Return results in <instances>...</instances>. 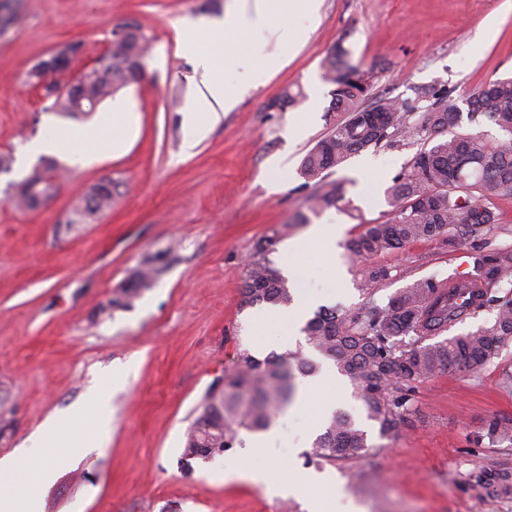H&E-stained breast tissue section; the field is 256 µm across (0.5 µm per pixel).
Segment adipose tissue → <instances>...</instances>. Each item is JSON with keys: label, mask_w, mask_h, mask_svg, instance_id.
Masks as SVG:
<instances>
[{"label": "adipose tissue", "mask_w": 512, "mask_h": 512, "mask_svg": "<svg viewBox=\"0 0 512 512\" xmlns=\"http://www.w3.org/2000/svg\"><path fill=\"white\" fill-rule=\"evenodd\" d=\"M320 5L321 0H254L253 5H239L227 13L224 19L211 22L209 30L221 37L228 48L245 36L263 30L274 34L281 46L291 47L297 43L299 34L293 27L284 24V14L301 17L313 26L320 20ZM198 63L208 78V94L198 99L192 111L184 117L186 145L190 148L206 134L207 122L217 120L215 105L221 104L225 108H232L250 91L249 86L228 85L215 77L212 56H200ZM107 122L112 126L111 136L95 139L91 151L78 150L74 138L61 130L36 140L31 148L44 155L64 154L84 165L92 163L100 156L126 146L136 129L137 115L128 111L116 112L108 117ZM341 235L340 225L317 224L310 228L305 239L288 242L285 253L289 278L295 279L300 276L301 269L297 259L310 247L316 249L328 270H335L337 243ZM263 447V440H252L247 455L228 468V475L248 478L264 486L272 496L306 494L309 512H335L339 495L336 484L304 473H295L288 478L273 481L264 471L251 467V459L259 456ZM53 476V467L44 466L40 468L38 478L33 479L19 468L14 459H1L0 482L7 484L8 489L0 491V512H37L40 494L50 484Z\"/></svg>", "instance_id": "obj_1"}]
</instances>
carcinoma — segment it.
I'll return each instance as SVG.
<instances>
[{
    "label": "carcinoma",
    "instance_id": "carcinoma-1",
    "mask_svg": "<svg viewBox=\"0 0 512 512\" xmlns=\"http://www.w3.org/2000/svg\"><path fill=\"white\" fill-rule=\"evenodd\" d=\"M149 52L140 26L126 23L112 30V68L87 81L85 104L92 110L101 101L135 82ZM350 51L336 44L321 60L324 80L333 85L330 112H342L327 137L302 159L300 176L313 186L308 209L314 214L344 200V186L327 180L352 155L400 141H436L421 147L409 168L388 188L391 216L365 229L346 243L349 258L359 263L420 240L455 233L474 240L492 224L501 223L494 200L512 198V78L486 83L468 101L470 120L496 125L502 137L488 140L476 132L454 130L457 112L444 85L412 87L411 97H382L363 105L367 74L349 61ZM43 84L49 109L72 113V101L61 79L47 73ZM58 171L54 160L33 167L16 185L11 201L19 208L34 207L30 189L46 188L45 175ZM110 192L99 197L87 192L74 209V224L112 207ZM281 233L259 243L256 258L247 265L241 305L285 306L292 289L266 254ZM472 269L438 279H419L382 301L374 298L377 285L390 278V268L368 265L361 269V290L368 301L354 311L322 307L309 319L303 333L317 354L298 351L260 360L248 352L241 366L224 376L219 389L207 393L187 434L184 455L207 458L235 447L241 431L267 428L270 414L288 404L295 375L313 376L322 362L333 363L348 377L366 418L381 435L398 432L410 415L415 384L450 367L476 369L512 344V250L487 251L473 245ZM156 270H141L123 294L134 297L149 287ZM481 312L487 321L476 330L441 341L433 338L465 318ZM491 443H512V421L493 418L484 428ZM368 450L366 431L343 412L334 413L324 432L305 452L309 460L334 462L355 459Z\"/></svg>",
    "mask_w": 512,
    "mask_h": 512
}]
</instances>
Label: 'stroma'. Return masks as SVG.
<instances>
[{"label":"stroma","instance_id":"stroma-1","mask_svg":"<svg viewBox=\"0 0 512 512\" xmlns=\"http://www.w3.org/2000/svg\"><path fill=\"white\" fill-rule=\"evenodd\" d=\"M233 0H0L17 12L0 28V154L14 157L0 173V458L29 446L49 417L69 411L58 434L68 461L57 467L38 512H307L300 497H272L226 465L241 450L184 460L185 435L210 388L240 365L239 354L274 353L288 328L252 332L263 305L242 306L246 262L258 243L288 227L292 240L310 225H341L345 237L388 218L385 187L371 181L364 162L386 180L407 170L417 151L403 142L371 148L332 173L344 183V202L309 215L311 188L299 175L306 152L326 137L338 112L329 111L330 85L320 61L344 42L351 62L370 77L367 95L407 97L415 85H444L458 131L495 139L498 127L471 122L468 100L488 81L512 76V0H322L321 21L303 27L287 66L269 74L260 55L275 50L268 33L223 49L207 29ZM135 22L150 42L140 79L96 111L76 118L46 110L30 69L67 43L82 51L71 67L90 66L114 26ZM214 55L217 74L252 90L221 115L206 137L186 148L184 114L206 92L198 57ZM301 87L317 108L305 137L289 144L286 130L308 112L279 106ZM120 103L138 115L132 141L90 166L65 163L53 199L31 210L13 206L15 183L40 159L26 145L60 128L88 146L98 115ZM121 182L110 211L82 224L68 219L78 198L104 178ZM308 223H300L301 215ZM468 241L438 237L375 257L391 267L378 298L415 280L470 271ZM296 300L308 312L365 296L358 268L334 278L315 250L299 258ZM156 268L149 288L130 303L117 299L145 265ZM111 380L109 439L71 449L84 438L91 411L88 389ZM338 409L369 433L356 460L306 461L307 409L288 406L270 420L279 434L254 464L278 479L291 471L325 473L365 512H512V487L487 481L512 474V445L483 440L486 422L512 419V346L474 370L451 368L417 384L415 411L398 434L380 436L367 421L346 376L336 385Z\"/></svg>","mask_w":512,"mask_h":512}]
</instances>
